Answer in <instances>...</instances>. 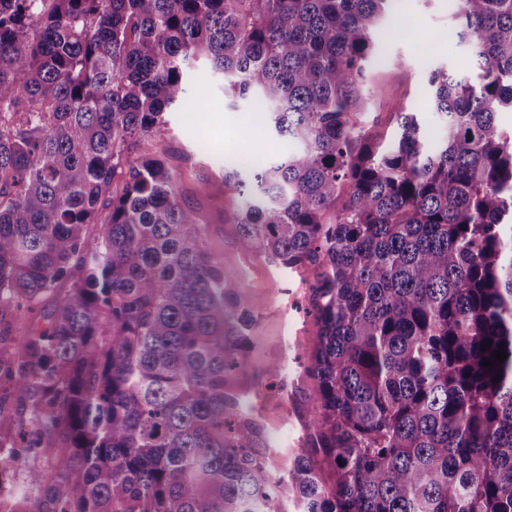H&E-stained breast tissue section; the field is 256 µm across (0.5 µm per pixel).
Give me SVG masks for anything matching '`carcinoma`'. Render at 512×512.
I'll return each mask as SVG.
<instances>
[{"label": "carcinoma", "instance_id": "obj_1", "mask_svg": "<svg viewBox=\"0 0 512 512\" xmlns=\"http://www.w3.org/2000/svg\"><path fill=\"white\" fill-rule=\"evenodd\" d=\"M392 3L0 0V321L32 320L0 356V512H512V0H456L479 73H431L435 143L415 112L388 140L359 121ZM200 57L299 144L224 182L241 250L322 269L330 488L302 455L275 476L228 387L257 301L159 148Z\"/></svg>", "mask_w": 512, "mask_h": 512}]
</instances>
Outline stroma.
Instances as JSON below:
<instances>
[{
	"mask_svg": "<svg viewBox=\"0 0 512 512\" xmlns=\"http://www.w3.org/2000/svg\"><path fill=\"white\" fill-rule=\"evenodd\" d=\"M456 26L454 0H395L380 54L370 66L367 104L360 116L364 126L390 137L400 107L406 106L419 112L430 139L443 138L444 124L429 110L430 73L447 67L465 76L476 67L468 46L448 36ZM186 85L199 104L192 110L170 109L161 149L177 175L182 199L207 228L211 252L242 284L244 294L259 302L251 344L232 384L247 400L268 448L270 467L280 476L293 457L313 452L309 422L316 381L308 367L319 337L310 287L320 270L308 264L285 269L239 248L233 221L239 197L225 185L224 167L243 154L273 159L290 145L270 132L262 112L245 105L230 108L222 82L211 77L205 62L188 69ZM274 364L283 374L280 386L272 389L267 369Z\"/></svg>",
	"mask_w": 512,
	"mask_h": 512,
	"instance_id": "stroma-1",
	"label": "stroma"
}]
</instances>
